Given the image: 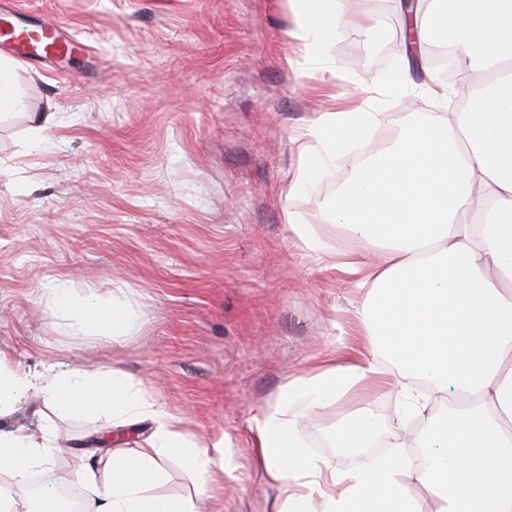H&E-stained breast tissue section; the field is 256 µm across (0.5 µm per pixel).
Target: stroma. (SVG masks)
Segmentation results:
<instances>
[{"instance_id":"35a3bbf8","label":"stroma","mask_w":512,"mask_h":512,"mask_svg":"<svg viewBox=\"0 0 512 512\" xmlns=\"http://www.w3.org/2000/svg\"><path fill=\"white\" fill-rule=\"evenodd\" d=\"M394 0H367V29L336 35L331 69L296 66L286 0H5L0 15L35 26L53 19L82 42L65 64L19 59L22 110L0 117V357L100 376L114 369L179 421L191 445L223 449V490L177 458L156 493L199 512H273L278 496L257 463L255 419L284 402L289 381L323 359L366 352L356 313L363 292L338 266L347 246L314 225L330 252H308L287 210L322 212L354 163L383 149L407 116L456 109L424 89L391 107L389 123L315 173L301 194L288 186L302 165L295 136L338 109L357 85L392 88L418 79L404 52ZM52 124L40 146L30 113ZM120 307L122 326L87 327L88 307ZM447 401L421 413L394 392L365 389L348 409L387 439L406 423H438ZM334 410L316 407L295 433L309 455L339 471L371 453L341 454ZM156 427L104 411H69L22 395L0 430L52 432L59 448L34 472L43 495L80 478L103 436L125 451Z\"/></svg>"}]
</instances>
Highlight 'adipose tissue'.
<instances>
[{
    "mask_svg": "<svg viewBox=\"0 0 512 512\" xmlns=\"http://www.w3.org/2000/svg\"><path fill=\"white\" fill-rule=\"evenodd\" d=\"M291 36L304 64L323 69L338 31H359L369 17L349 0H289ZM420 43L451 40L467 69L466 107L406 123L387 150L357 163L349 184L329 203L337 228L381 252L374 266L349 261L367 299L357 320L370 345L355 363L328 361L289 382L281 409L256 421L259 457L280 490L275 512H422L413 483L436 484L440 512H512V0H417ZM388 119L384 101L360 93L349 109L322 115L310 136L335 157ZM477 223H467L468 213ZM430 375L437 391L469 397L449 413L425 448L426 466L404 453L395 433L392 455L342 472L308 455L293 427L315 403L343 408L372 386L408 396L413 411L428 396L413 384ZM78 411L102 409L134 424L156 420L145 447L113 450L81 476L91 490L84 512H193L191 501L151 494L163 463L180 457L208 475L224 461L192 448L173 420H159L153 401L120 372L105 377L64 372L29 374L0 366V414L21 393ZM50 440L0 432V469L12 478L10 499L28 505V478L46 467Z\"/></svg>",
    "mask_w": 512,
    "mask_h": 512,
    "instance_id": "obj_1",
    "label": "adipose tissue"
}]
</instances>
